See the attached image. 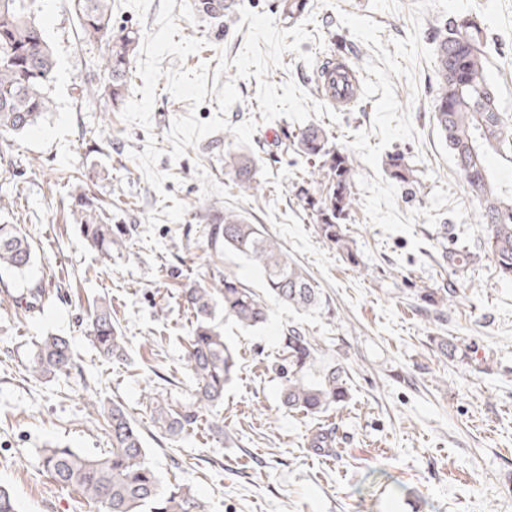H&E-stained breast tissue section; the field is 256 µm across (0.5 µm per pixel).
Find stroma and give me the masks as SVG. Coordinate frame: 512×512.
Returning <instances> with one entry per match:
<instances>
[{
    "mask_svg": "<svg viewBox=\"0 0 512 512\" xmlns=\"http://www.w3.org/2000/svg\"><path fill=\"white\" fill-rule=\"evenodd\" d=\"M414 0H309L301 20L312 38L299 52L313 53L309 66L288 52L269 82H294L312 100L317 65L345 57L363 69L371 51L339 23V12L368 17L382 40L406 38ZM38 18L57 61L49 86L53 100L28 132L0 135V196L10 205L0 222L21 225L33 247V264L22 275L0 276L20 291L42 281L51 293L40 313L0 307V485L15 493L21 512H97L80 492L56 484L41 465L50 444L91 457L109 450L98 402H121L144 436L150 461L164 480L189 485L208 512H512V280L500 277L493 255L482 249L487 227L479 201L461 176L432 119L434 66L416 68L418 99L406 79H394L398 101L409 104L417 139L393 141L418 179L416 195L398 189L400 213L429 207L436 187L448 188L467 216L441 215L427 226L417 217L413 234H384L357 209L348 224L357 254L349 261L316 232L296 196L313 164L297 150L301 125L286 117L263 120L255 78L227 67L241 95L226 113L230 125L257 120L251 154L259 160L263 188L240 194L226 154L239 152L223 132L203 138L171 158L169 132L175 118L196 113L206 121L218 112L215 94L199 106L176 100L159 79L151 128L126 124L109 101L82 97L99 82L100 44L86 42L75 0H39ZM161 0H112V23L157 32ZM173 15L184 37L206 45L186 60L168 55L162 68L217 67L234 59L245 35L238 28L214 35L210 24L176 0ZM490 74L501 108L512 117V38L492 35ZM373 100H359L338 121L318 120L333 138L373 135ZM90 175L92 194L107 202L106 215L123 225L120 249L104 257L91 249L75 223L70 203L73 172ZM242 213L264 225L290 260L319 284L324 306L299 311L270 302L261 327L221 322L238 366L214 409L223 433L197 422L174 437H160L148 410L163 396L189 404L195 387L187 366L185 336L192 317L182 292L199 280L235 274L263 292L264 281L244 256L212 245L201 209ZM421 247L412 248V238ZM468 246L474 261L457 269L438 264L445 246ZM454 288L457 297L444 320L420 313V288ZM112 303V320L125 338L129 359L101 358L86 336L89 303ZM299 326L321 346L319 364L351 368V398L319 419L281 406L274 371L281 338ZM66 337L74 361L67 373L46 381L28 370L34 342ZM454 338L456 358L443 356L432 339ZM334 430L333 452H317L309 439L317 428ZM404 494L392 495L395 486Z\"/></svg>",
    "mask_w": 512,
    "mask_h": 512,
    "instance_id": "stroma-1",
    "label": "stroma"
}]
</instances>
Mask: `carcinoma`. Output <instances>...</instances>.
<instances>
[{
	"label": "carcinoma",
	"mask_w": 512,
	"mask_h": 512,
	"mask_svg": "<svg viewBox=\"0 0 512 512\" xmlns=\"http://www.w3.org/2000/svg\"><path fill=\"white\" fill-rule=\"evenodd\" d=\"M38 0H0V133H20L34 126L50 111L47 95L56 70V58L37 19ZM237 0H191L195 13L219 24L234 21ZM306 0H279L284 18L302 16ZM83 39L105 43L102 55L104 81L88 84L82 95L108 99L112 110H120L132 80L131 62L138 42V31L112 25L111 0H77ZM436 94L433 119L455 165L481 200V221L487 225L483 242L496 259L499 274L512 279V191L504 192L489 170L487 158L495 154L512 166V132L500 112L497 87L489 76L491 39L483 16L473 13L450 14L435 26ZM301 153L314 160L307 185L297 196L317 232L347 258L358 263L346 234L345 224L358 204L354 191L359 162L346 150L332 144L326 130L315 124L301 129L297 136ZM236 185L242 192L261 188L257 161L245 154L228 155ZM390 176L398 182H416L414 170L400 152L385 161ZM72 214L91 245L101 254L112 255L122 246L90 193L86 181L71 192ZM210 225L211 241L237 252L260 268L265 288L274 300L298 309L321 304V291L314 280L288 259L281 245L261 224H251L242 214L199 215ZM448 264L464 267L471 251L463 248L442 252ZM33 263V250L26 234L16 224H0V273L22 274ZM452 288L416 292L419 309L444 317V308L455 297ZM51 299L50 292L37 283L13 292L0 290V304L16 311L35 314ZM184 304L194 321L187 337L186 357L195 382L197 407H213L224 399L237 365L235 351L225 342L216 311L246 328L266 323L270 308L253 289L236 276L224 274L220 283L197 282L183 292ZM87 337L99 354L124 360L126 341L112 322V310L105 301L96 303L88 315ZM288 366L283 368L284 384L280 402L288 410L318 417L350 399L349 370L340 362L312 371L317 359V343L299 326H291L283 336ZM72 350L63 336H46L34 344L29 370L48 379L70 368ZM150 412L161 434L175 436L194 424L197 413L175 409L166 399L153 398ZM100 415L111 448L90 458L71 448L49 445L42 449V466L58 484L78 490L97 512H206L205 504L185 484H165L147 458L144 438L129 412L119 402L101 404ZM335 435L317 428L309 446L331 448Z\"/></svg>",
	"instance_id": "1"
}]
</instances>
